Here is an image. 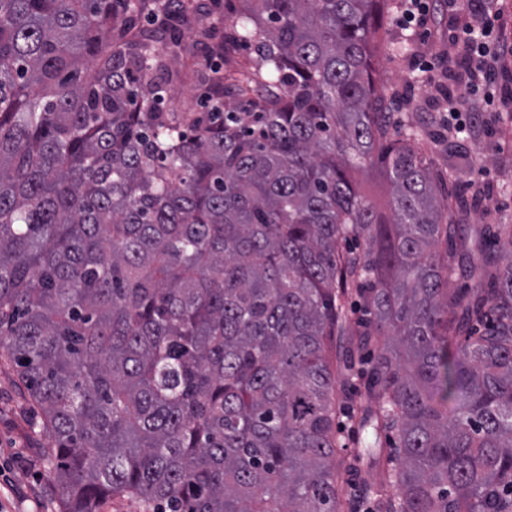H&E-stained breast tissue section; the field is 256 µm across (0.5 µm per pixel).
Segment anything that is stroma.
Segmentation results:
<instances>
[{
	"label": "stroma",
	"mask_w": 512,
	"mask_h": 512,
	"mask_svg": "<svg viewBox=\"0 0 512 512\" xmlns=\"http://www.w3.org/2000/svg\"><path fill=\"white\" fill-rule=\"evenodd\" d=\"M396 16L393 10L386 13L388 38L379 41L373 58L375 80L396 96L392 121L421 130L419 152L449 173L448 192L462 200L457 223L469 231L512 225V98L496 97L489 107L482 94L471 92L470 62L448 42L447 11L417 30L400 52L392 49L402 36ZM184 39L193 49L175 63L182 81L175 84L169 106L198 111L213 72L206 64L207 45L195 44L191 32ZM452 98L460 110L474 111L477 123L470 133L457 135L443 127ZM49 445L40 409L23 394L15 374L0 367V512H59V491L42 454Z\"/></svg>",
	"instance_id": "1"
}]
</instances>
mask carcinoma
Here are the masks:
<instances>
[{"label":"carcinoma","instance_id":"1","mask_svg":"<svg viewBox=\"0 0 512 512\" xmlns=\"http://www.w3.org/2000/svg\"><path fill=\"white\" fill-rule=\"evenodd\" d=\"M238 2L196 116L168 108L193 4L0 0V351L61 512H339L355 370L376 512H512V225L438 254L445 177L371 76L384 0ZM226 80L273 92L225 110ZM379 156L388 218L349 177ZM143 504L139 498L130 495H116L103 500L97 512H143Z\"/></svg>","mask_w":512,"mask_h":512}]
</instances>
